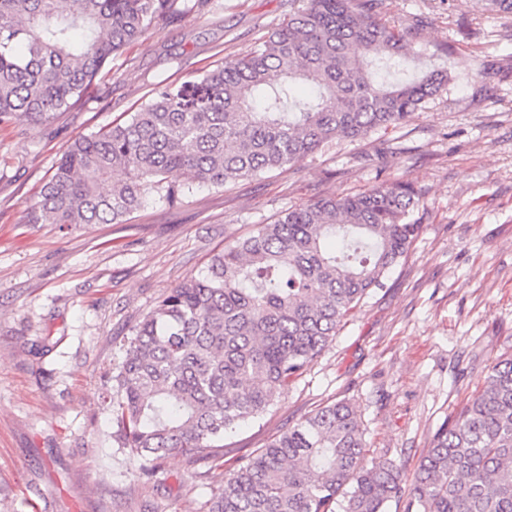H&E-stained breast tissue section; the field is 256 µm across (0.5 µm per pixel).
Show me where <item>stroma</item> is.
I'll list each match as a JSON object with an SVG mask.
<instances>
[{
    "instance_id": "35a3bbf8",
    "label": "stroma",
    "mask_w": 512,
    "mask_h": 512,
    "mask_svg": "<svg viewBox=\"0 0 512 512\" xmlns=\"http://www.w3.org/2000/svg\"><path fill=\"white\" fill-rule=\"evenodd\" d=\"M426 56L407 72L451 80L399 128L172 207L146 200L123 224H31L27 208L76 138L163 83L253 48L290 0H210L154 22L94 97L44 126L0 128V512H207L226 469L339 400L361 419L365 460L413 473L433 435L512 356V18L479 0H387ZM405 177L423 231L309 369L260 418L224 437V464L178 453L142 477L102 392L135 325L203 276L225 242L319 198Z\"/></svg>"
}]
</instances>
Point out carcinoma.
<instances>
[{"instance_id":"1","label":"carcinoma","mask_w":512,"mask_h":512,"mask_svg":"<svg viewBox=\"0 0 512 512\" xmlns=\"http://www.w3.org/2000/svg\"><path fill=\"white\" fill-rule=\"evenodd\" d=\"M178 0H0V125L50 123ZM255 49L124 120L75 139L28 208L30 224H123L155 196L182 202L402 125L446 73L400 77L410 32L387 0H291ZM405 178L285 210L224 245L208 274L172 289L134 328L105 399L145 477L189 453L222 466L224 435L255 420L340 323L384 286L422 230ZM356 410L327 405L225 474L209 512H385L406 492L419 512H512V357L434 434L417 469L365 464Z\"/></svg>"}]
</instances>
